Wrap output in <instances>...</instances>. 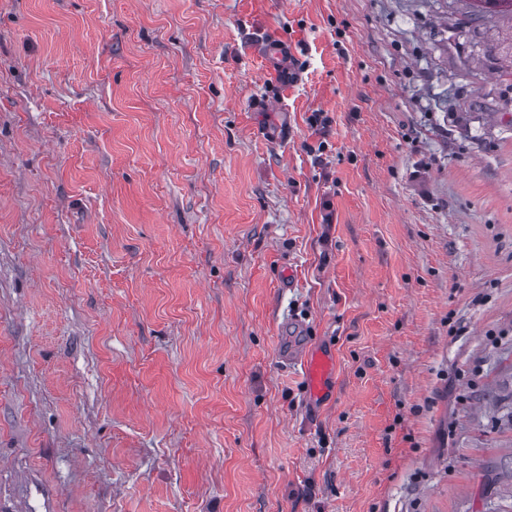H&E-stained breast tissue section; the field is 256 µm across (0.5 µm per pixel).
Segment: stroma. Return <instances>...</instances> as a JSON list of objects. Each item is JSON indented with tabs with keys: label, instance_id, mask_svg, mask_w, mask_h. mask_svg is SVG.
Returning a JSON list of instances; mask_svg holds the SVG:
<instances>
[{
	"label": "stroma",
	"instance_id": "35a3bbf8",
	"mask_svg": "<svg viewBox=\"0 0 512 512\" xmlns=\"http://www.w3.org/2000/svg\"><path fill=\"white\" fill-rule=\"evenodd\" d=\"M0 512H512V18L0 0ZM290 365L300 367L307 383L306 404L315 410L335 388V357L331 349L308 344L290 351L285 357Z\"/></svg>",
	"mask_w": 512,
	"mask_h": 512
}]
</instances>
